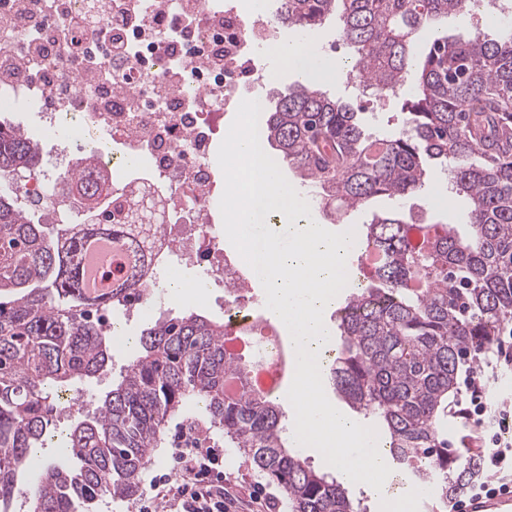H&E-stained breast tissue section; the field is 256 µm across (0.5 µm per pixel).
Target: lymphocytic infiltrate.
Here are the masks:
<instances>
[{
    "label": "lymphocytic infiltrate",
    "instance_id": "f902f5d3",
    "mask_svg": "<svg viewBox=\"0 0 512 512\" xmlns=\"http://www.w3.org/2000/svg\"><path fill=\"white\" fill-rule=\"evenodd\" d=\"M512 371V327L504 328L490 356L469 367L463 385L466 406L464 446L474 455L475 476L450 501L451 512H463L467 500L512 488V398L501 397L495 383ZM170 472L152 478L133 503L134 512H257L254 492L224 484V451L204 445L196 429L189 428L172 451Z\"/></svg>",
    "mask_w": 512,
    "mask_h": 512
}]
</instances>
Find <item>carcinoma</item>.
<instances>
[{
    "instance_id": "carcinoma-1",
    "label": "carcinoma",
    "mask_w": 512,
    "mask_h": 512,
    "mask_svg": "<svg viewBox=\"0 0 512 512\" xmlns=\"http://www.w3.org/2000/svg\"><path fill=\"white\" fill-rule=\"evenodd\" d=\"M475 0H279L275 20L307 31L337 15L356 57L353 79L378 97L403 84L416 32L467 14ZM397 136L365 133L347 104L313 84L269 103L264 125L274 161L286 164L326 216L378 196L404 199L425 184L427 162L448 167L471 206L467 232L401 211L373 214L353 250L361 286L337 312L338 356L328 383L371 421L401 474L444 502L473 468L448 453V397L473 355L512 323V29L496 40L439 35L417 66ZM40 165L38 144L0 123V504L33 463L30 512H76L80 502L137 493L169 420L224 429L233 447L276 484L289 512H356L334 478L288 447L281 395L249 385L252 360L227 354L225 320L189 311L145 324L139 348L112 388L67 433L68 462H40L53 432L51 406L112 359L96 312L132 301L152 265L151 218L100 224L96 205L112 188L89 166L81 224H41L17 187ZM110 239L127 271L106 291L86 285L91 243Z\"/></svg>"
}]
</instances>
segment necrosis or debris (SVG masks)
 I'll return each instance as SVG.
<instances>
[{"mask_svg":"<svg viewBox=\"0 0 512 512\" xmlns=\"http://www.w3.org/2000/svg\"><path fill=\"white\" fill-rule=\"evenodd\" d=\"M278 39L276 25L243 15L234 0H0V100H34L50 136L63 116H78L85 134L144 160L167 190L168 246L156 262L179 269L206 259L203 278L225 286L236 326L252 319L244 288L255 273L218 251L214 133L243 99L266 103L252 80L255 59ZM74 167L60 149L24 186L50 223L84 220L53 193ZM127 182L113 169L100 223L150 204L151 195H129Z\"/></svg>","mask_w":512,"mask_h":512,"instance_id":"obj_1","label":"necrosis or debris"}]
</instances>
